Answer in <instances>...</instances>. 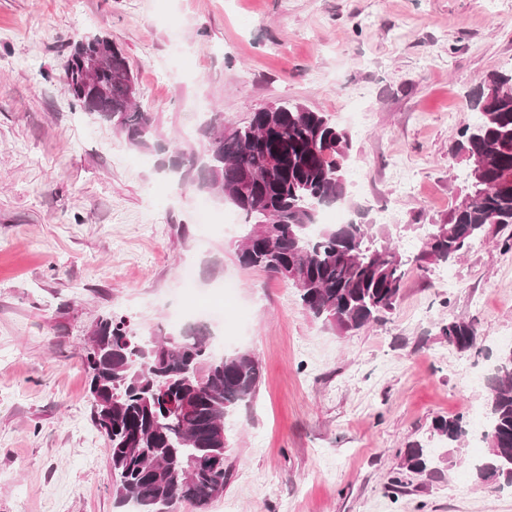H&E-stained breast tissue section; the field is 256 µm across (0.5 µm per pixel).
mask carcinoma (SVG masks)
<instances>
[{"instance_id": "obj_1", "label": "carcinoma", "mask_w": 512, "mask_h": 512, "mask_svg": "<svg viewBox=\"0 0 512 512\" xmlns=\"http://www.w3.org/2000/svg\"><path fill=\"white\" fill-rule=\"evenodd\" d=\"M99 36L72 43L65 77L73 88L81 81V58ZM134 76L121 48L100 76L104 98L91 116L120 132L136 150L157 156L159 171L175 188L189 185L231 203L246 218L240 265L286 279L298 289L304 309L346 333L392 312L402 295L407 262L392 246L376 245L372 225L351 220L322 224L319 210L345 201V166L352 146L347 131L324 112L284 101L274 111L251 113L249 125L225 132L224 113L212 112L198 128L203 148L169 152L154 113L131 99ZM512 84V70L484 74L473 92L476 120L460 129L454 151L481 183L454 207L448 222L422 240L416 263L452 262L473 242L512 228V93L496 90ZM440 331L461 351L478 349V323L448 318ZM209 347L203 325L175 335L136 336L122 318L99 319L85 349L89 393L102 405L93 421L104 438L112 468L116 504L135 512H173L182 501L203 508L224 493L225 417L259 391L262 366L249 352L218 360L192 359ZM485 453L472 466L476 481L512 488V351L498 354L488 396ZM432 431L450 448L467 435L463 417L441 416ZM453 458L413 442L401 469L431 476Z\"/></svg>"}]
</instances>
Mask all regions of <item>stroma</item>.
<instances>
[{
    "label": "stroma",
    "mask_w": 512,
    "mask_h": 512,
    "mask_svg": "<svg viewBox=\"0 0 512 512\" xmlns=\"http://www.w3.org/2000/svg\"><path fill=\"white\" fill-rule=\"evenodd\" d=\"M123 49L141 107L169 139L276 101L346 129L348 213L405 257L465 193L451 146L481 74L512 68V0H0V512H123L93 431L84 352L99 317L140 335L182 329V271L198 289L231 279L227 320L262 382L225 421L229 477L205 510L176 512H512V489L475 484L483 444L432 478L400 470L440 416L485 413L500 350L512 347V249L475 242L460 260L409 266L392 314L341 333L313 318L288 281L236 259L245 215L173 190L72 97L70 42ZM417 177L401 195L393 159ZM477 320L483 350L441 335Z\"/></svg>",
    "instance_id": "35a3bbf8"
}]
</instances>
